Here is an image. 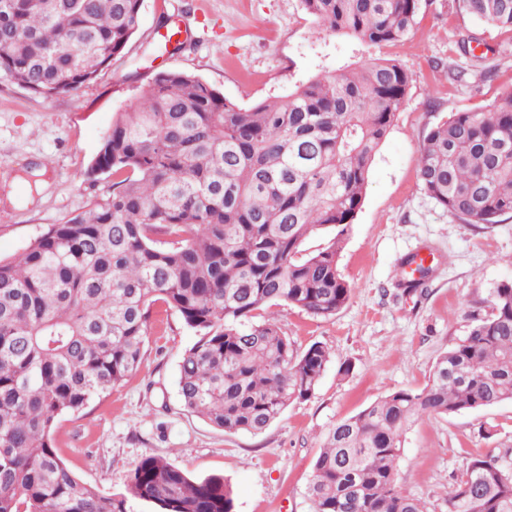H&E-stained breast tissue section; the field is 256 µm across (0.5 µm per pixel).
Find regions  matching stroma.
<instances>
[{"mask_svg":"<svg viewBox=\"0 0 512 512\" xmlns=\"http://www.w3.org/2000/svg\"><path fill=\"white\" fill-rule=\"evenodd\" d=\"M175 14L195 44L149 53L158 18ZM477 39L497 66L492 81L467 67L459 39ZM365 58L397 60L407 97L371 165L361 208L342 238L338 268L351 286L329 319L285 303L271 313L297 349L324 345L330 361L313 394L289 404L264 433L230 434L187 411L179 365L196 341L157 304L139 369L83 411L60 417L53 443L68 468L99 493L124 492L142 457L159 455L189 476L223 475L234 512H312L306 487L331 426L399 389L422 390L437 357L463 339L472 312L512 282V216L467 224L424 193L419 158L427 132L455 112L480 107L512 85V33L460 11L457 0H421L418 23L396 44L370 46L320 32L301 0H144L125 51L90 83L52 98L0 75V258L20 254L49 225L86 211L111 190L84 173L118 113L136 106L160 71H184L248 107L288 95L318 74ZM437 263L422 291L407 293L395 268L422 248ZM398 460L404 494L447 512L449 491L471 454L512 457V402L421 419L407 428Z\"/></svg>","mask_w":512,"mask_h":512,"instance_id":"1","label":"stroma"}]
</instances>
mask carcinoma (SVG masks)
Wrapping results in <instances>:
<instances>
[{
  "instance_id": "obj_1",
  "label": "carcinoma",
  "mask_w": 512,
  "mask_h": 512,
  "mask_svg": "<svg viewBox=\"0 0 512 512\" xmlns=\"http://www.w3.org/2000/svg\"><path fill=\"white\" fill-rule=\"evenodd\" d=\"M325 30L369 44L405 40L421 0H301ZM512 31V0H458ZM143 0H0V70L43 97L70 93L121 54ZM166 14L158 26L186 48ZM393 59L317 75L287 96L243 107L182 71L154 75L122 112L86 171L112 191L18 256L0 259V512H233L222 475L192 479L143 458L126 492L105 496L74 476L52 444L56 420L133 374L151 305L165 302L197 341L180 362L185 409L229 433L265 432L310 396L330 354L294 348L258 312L285 302L330 318L351 286L341 237L362 205L374 155L408 93ZM422 189L467 224L512 215V88L456 112L424 138ZM337 233L301 254L309 237ZM512 401V282L441 354L426 387L396 390L333 425L306 488L313 512H427L402 493L401 435L437 418ZM448 512H512V477L491 453L468 459Z\"/></svg>"
}]
</instances>
